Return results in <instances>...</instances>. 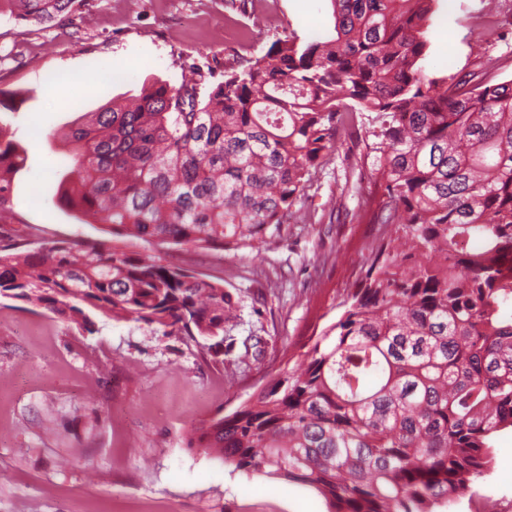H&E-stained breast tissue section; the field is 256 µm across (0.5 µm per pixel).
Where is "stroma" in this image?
<instances>
[{
	"mask_svg": "<svg viewBox=\"0 0 512 512\" xmlns=\"http://www.w3.org/2000/svg\"><path fill=\"white\" fill-rule=\"evenodd\" d=\"M330 0H74L49 24L0 23V113L27 162L0 213L33 224L45 241L111 243L105 225L55 201L62 141L85 113L138 94L145 80L180 84L199 68L200 96L225 67L264 53L278 38L331 32ZM423 66L429 76L512 79V0H435ZM96 80L70 109L52 86ZM362 176L359 192L345 177ZM375 186L356 136H339L306 190V224L283 225L255 248L149 244L125 251L223 283L236 303L214 363L192 341L94 315L85 331L45 309L0 298V512H329L314 488L226 465L188 445L201 423L234 411L299 364L312 336L336 320L384 230L360 212ZM483 493L512 512V428L493 437Z\"/></svg>",
	"mask_w": 512,
	"mask_h": 512,
	"instance_id": "1",
	"label": "stroma"
}]
</instances>
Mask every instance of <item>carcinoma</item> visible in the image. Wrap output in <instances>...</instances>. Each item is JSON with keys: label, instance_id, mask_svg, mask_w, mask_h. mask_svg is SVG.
<instances>
[{"label": "carcinoma", "instance_id": "carcinoma-1", "mask_svg": "<svg viewBox=\"0 0 512 512\" xmlns=\"http://www.w3.org/2000/svg\"><path fill=\"white\" fill-rule=\"evenodd\" d=\"M49 23L74 0H20ZM433 0H331L333 31L291 33L224 69L110 100L65 135L57 202L116 238L252 248L280 233L333 148L365 117L361 158L390 224L304 361L189 443L237 469L317 489L331 512H436L480 495L512 427V82L435 79L420 61ZM25 151L0 119V211ZM0 224V297L92 331L145 324L224 361L223 284L105 244L31 247ZM478 246L468 247L471 240Z\"/></svg>", "mask_w": 512, "mask_h": 512}]
</instances>
